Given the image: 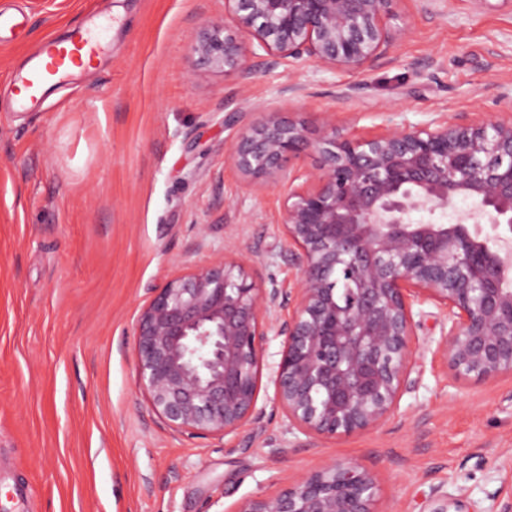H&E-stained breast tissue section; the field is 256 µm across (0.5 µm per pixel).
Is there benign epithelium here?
I'll use <instances>...</instances> for the list:
<instances>
[{"label": "benign epithelium", "mask_w": 512, "mask_h": 512, "mask_svg": "<svg viewBox=\"0 0 512 512\" xmlns=\"http://www.w3.org/2000/svg\"><path fill=\"white\" fill-rule=\"evenodd\" d=\"M397 2L224 0L236 32L206 22L192 53L246 79L247 56L259 54L272 66L360 69L387 54ZM307 153L318 166L296 173L281 218L292 288L267 287L246 260L220 254L159 289L137 318L140 388L181 432L224 435L249 419L271 332L284 337L274 397L289 429L329 437L378 427L416 367L420 301L448 313L435 354L456 377L512 373V115L350 138L272 111L237 130L226 161L248 186L276 185ZM422 211L453 222H414ZM377 498L368 470L334 461L237 512H377ZM425 512L486 510L437 489Z\"/></svg>", "instance_id": "1"}]
</instances>
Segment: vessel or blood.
<instances>
[{
	"label": "vessel or blood",
	"instance_id": "obj_1",
	"mask_svg": "<svg viewBox=\"0 0 512 512\" xmlns=\"http://www.w3.org/2000/svg\"><path fill=\"white\" fill-rule=\"evenodd\" d=\"M98 45L83 32H74L68 41L48 39L32 60L28 72L20 79L21 102L41 101L43 88L52 78L91 63Z\"/></svg>",
	"mask_w": 512,
	"mask_h": 512
}]
</instances>
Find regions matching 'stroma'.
Instances as JSON below:
<instances>
[{"mask_svg": "<svg viewBox=\"0 0 512 512\" xmlns=\"http://www.w3.org/2000/svg\"><path fill=\"white\" fill-rule=\"evenodd\" d=\"M0 479L33 487L28 512H235L336 460L377 480L382 512H423L430 490L488 512L512 496V374L455 378L434 355L445 310L415 305L416 382L379 427L289 432L274 399L282 339L268 336L249 420L222 435L176 431L139 385L135 323L171 280L216 254L253 257L291 285L287 185L248 188L225 154L240 124L275 110L359 137L456 114L512 111V0H399L387 56L354 71L312 61L253 75L197 65L200 24L224 0H0ZM109 14L98 59L42 102L7 111L47 38ZM301 87L285 94L288 83Z\"/></svg>", "mask_w": 512, "mask_h": 512, "instance_id": "obj_1", "label": "stroma"}]
</instances>
